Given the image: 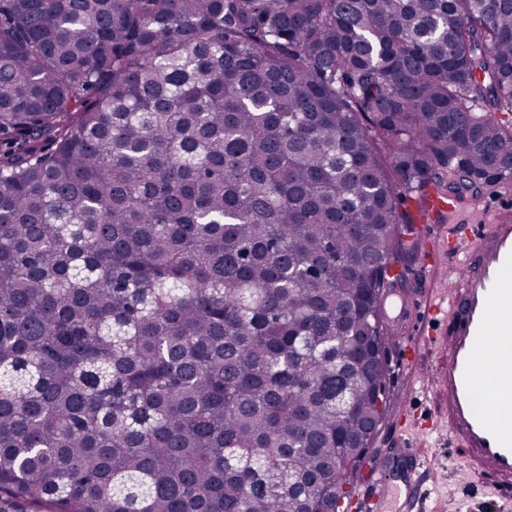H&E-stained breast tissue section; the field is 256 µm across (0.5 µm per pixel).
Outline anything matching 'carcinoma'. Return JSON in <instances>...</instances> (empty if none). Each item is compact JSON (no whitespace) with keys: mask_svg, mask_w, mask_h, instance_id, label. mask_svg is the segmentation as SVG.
<instances>
[{"mask_svg":"<svg viewBox=\"0 0 512 512\" xmlns=\"http://www.w3.org/2000/svg\"><path fill=\"white\" fill-rule=\"evenodd\" d=\"M509 110L512 0H0V512H339Z\"/></svg>","mask_w":512,"mask_h":512,"instance_id":"1","label":"carcinoma"}]
</instances>
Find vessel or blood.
<instances>
[{
  "mask_svg": "<svg viewBox=\"0 0 512 512\" xmlns=\"http://www.w3.org/2000/svg\"><path fill=\"white\" fill-rule=\"evenodd\" d=\"M489 215V223L466 225L467 245H449L458 279L448 297L426 304L422 322L450 327L441 381L448 434L465 449L467 478L494 506L512 512V210ZM399 486L405 512H415L420 474L414 466L398 474L381 470L371 512H383Z\"/></svg>",
  "mask_w": 512,
  "mask_h": 512,
  "instance_id": "vessel-or-blood-1",
  "label": "vessel or blood"
}]
</instances>
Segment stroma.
<instances>
[{"label":"stroma","mask_w":512,"mask_h":512,"mask_svg":"<svg viewBox=\"0 0 512 512\" xmlns=\"http://www.w3.org/2000/svg\"><path fill=\"white\" fill-rule=\"evenodd\" d=\"M462 230V224L442 214L432 216L427 225L416 222L411 247L397 266L402 285L387 301L390 312L424 304L432 295L448 294L456 279L455 272L448 269V237L461 235ZM426 255L435 256V265L423 264ZM446 336L443 328L431 336L416 332L418 356L411 366L405 362L402 345L390 342L389 406L360 465L357 488L359 494L370 493L376 465L388 463L398 440L404 438L419 444L422 452L418 512H487L483 491L461 478L460 450L449 438L444 422V392L427 382L429 373L447 363L442 352Z\"/></svg>","instance_id":"stroma-1"}]
</instances>
